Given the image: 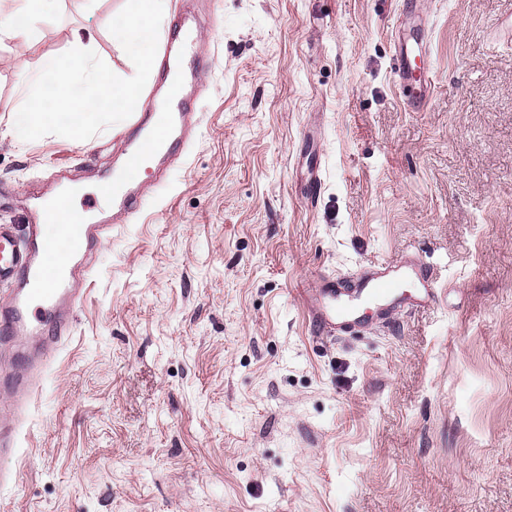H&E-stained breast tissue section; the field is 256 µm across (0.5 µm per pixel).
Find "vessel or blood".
I'll list each match as a JSON object with an SVG mask.
<instances>
[{
	"mask_svg": "<svg viewBox=\"0 0 512 512\" xmlns=\"http://www.w3.org/2000/svg\"><path fill=\"white\" fill-rule=\"evenodd\" d=\"M167 61V100L165 104L149 102L139 123L136 137L130 142L123 173L97 182L93 192L73 202V184L60 176V205L40 200L33 211V238L19 246L13 234L0 229V277H19L9 304L0 310V344L10 349L22 363L20 371L0 376V390L10 399L9 412L0 414V452H14L17 429L27 410L28 394L37 391L52 356L69 329L66 319H59L53 335H46L43 317L59 310H69L81 294L72 285L74 259L84 254L98 229L93 216L97 199L118 203L126 211H139L140 195L132 192L133 172L148 168L151 160L168 153L184 114L181 110L183 78L187 67L204 70L199 52L196 26L182 25L176 48L165 52ZM414 51L407 42H396V74L413 105L425 103L429 96L430 77L415 75ZM70 207L75 225L64 238L43 234L42 225L55 221L59 206ZM437 293L429 266L418 257L391 263L380 262L342 278L324 279L320 287L306 291L305 303L315 333L340 335L362 322L368 312L385 314L398 307L421 308L434 304Z\"/></svg>",
	"mask_w": 512,
	"mask_h": 512,
	"instance_id": "vessel-or-blood-1",
	"label": "vessel or blood"
}]
</instances>
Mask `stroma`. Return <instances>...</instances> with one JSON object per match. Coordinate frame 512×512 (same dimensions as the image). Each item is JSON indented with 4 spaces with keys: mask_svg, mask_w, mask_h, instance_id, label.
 Listing matches in <instances>:
<instances>
[{
    "mask_svg": "<svg viewBox=\"0 0 512 512\" xmlns=\"http://www.w3.org/2000/svg\"><path fill=\"white\" fill-rule=\"evenodd\" d=\"M184 155L140 179L0 457V512H512V0H193ZM126 0H37L0 47V225L134 129L25 141V76L76 46L122 78ZM435 87L405 102L392 33ZM416 255L437 301L333 339L301 297Z\"/></svg>",
    "mask_w": 512,
    "mask_h": 512,
    "instance_id": "stroma-1",
    "label": "stroma"
}]
</instances>
